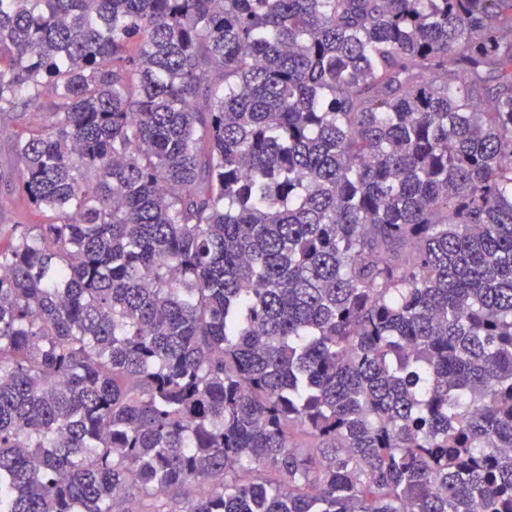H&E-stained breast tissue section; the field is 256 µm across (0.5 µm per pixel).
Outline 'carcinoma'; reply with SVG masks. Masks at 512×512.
Segmentation results:
<instances>
[{
  "mask_svg": "<svg viewBox=\"0 0 512 512\" xmlns=\"http://www.w3.org/2000/svg\"><path fill=\"white\" fill-rule=\"evenodd\" d=\"M0 512H512V0H0ZM42 220V214L15 206L6 193L0 196V224H39Z\"/></svg>",
  "mask_w": 512,
  "mask_h": 512,
  "instance_id": "carcinoma-1",
  "label": "carcinoma"
}]
</instances>
